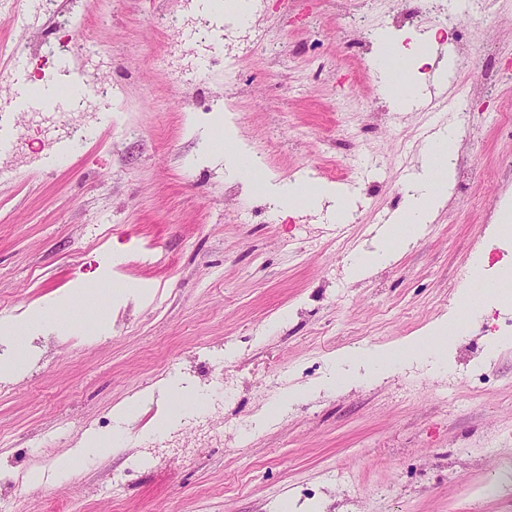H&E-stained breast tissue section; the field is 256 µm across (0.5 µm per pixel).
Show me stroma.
<instances>
[{"mask_svg": "<svg viewBox=\"0 0 512 512\" xmlns=\"http://www.w3.org/2000/svg\"><path fill=\"white\" fill-rule=\"evenodd\" d=\"M40 2L0 0V99L60 57L88 98L104 80L112 97L65 156L34 104L0 155V324L95 287L107 301L97 334L36 323L25 347L9 345L23 363L0 373V498L18 512H512V339L493 340L512 295L484 301L512 278L511 258L485 252L512 247V0L481 23L452 13L440 36L422 0H263L250 23L262 47L240 44L233 67L201 77L189 20L202 0H66L52 14ZM14 11L22 25L6 22ZM362 27L434 40L422 71L448 64L447 93L469 115H448L458 142L443 206L398 259L354 281L350 257L375 250L380 217L404 206L429 119L384 93ZM489 66L504 79L474 91ZM226 103L277 180L346 189V222L328 202L282 213L205 160L188 121ZM444 318L456 326L446 358L374 375L367 353ZM219 368L234 387L223 440L149 459L148 392L214 386ZM98 430L119 432L111 454H74Z\"/></svg>", "mask_w": 512, "mask_h": 512, "instance_id": "1", "label": "stroma"}]
</instances>
